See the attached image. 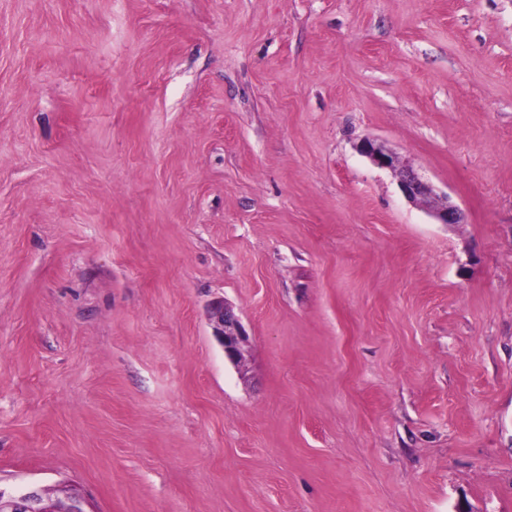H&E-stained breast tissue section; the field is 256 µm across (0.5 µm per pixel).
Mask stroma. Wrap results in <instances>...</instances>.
<instances>
[{"instance_id": "35a3bbf8", "label": "stroma", "mask_w": 512, "mask_h": 512, "mask_svg": "<svg viewBox=\"0 0 512 512\" xmlns=\"http://www.w3.org/2000/svg\"><path fill=\"white\" fill-rule=\"evenodd\" d=\"M71 486L512 512V0H0V488ZM359 151L367 156L375 165L390 169L398 177L399 188L411 202H424L432 195L431 186L423 181L413 169L399 166L397 157L371 140H364ZM210 316L214 336L224 348L229 361L238 364L243 358V346L247 341L246 331L239 318L224 300L218 299L210 305Z\"/></svg>"}]
</instances>
